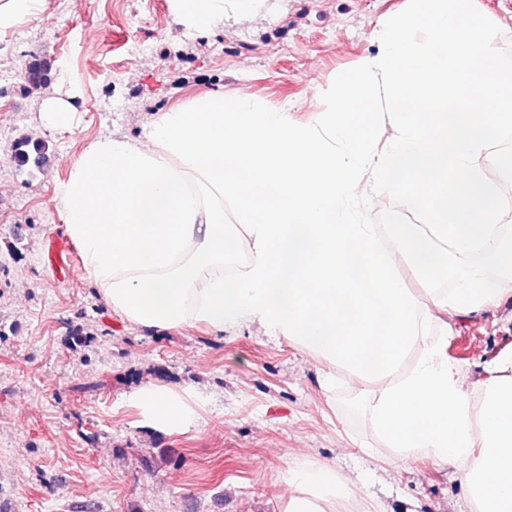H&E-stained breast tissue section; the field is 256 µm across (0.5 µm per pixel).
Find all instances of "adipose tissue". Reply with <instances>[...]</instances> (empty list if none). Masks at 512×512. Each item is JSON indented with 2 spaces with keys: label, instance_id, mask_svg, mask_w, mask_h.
<instances>
[{
  "label": "adipose tissue",
  "instance_id": "obj_1",
  "mask_svg": "<svg viewBox=\"0 0 512 512\" xmlns=\"http://www.w3.org/2000/svg\"><path fill=\"white\" fill-rule=\"evenodd\" d=\"M186 29L239 19L252 0H170ZM376 52L320 92L314 120L214 90L159 113L141 138L84 148L56 202L112 312L163 331L257 323L322 361V388L382 382L366 412L394 459L456 467L472 512H512V354L465 386L451 318L512 297V199L484 165L512 128V61L473 0H411ZM390 128L379 141V128ZM407 195L425 224H365L370 192ZM249 261L235 276L224 261ZM448 289L414 290L397 269ZM143 423L179 432L194 391L131 395ZM283 512H339L354 481L297 457Z\"/></svg>",
  "mask_w": 512,
  "mask_h": 512
}]
</instances>
